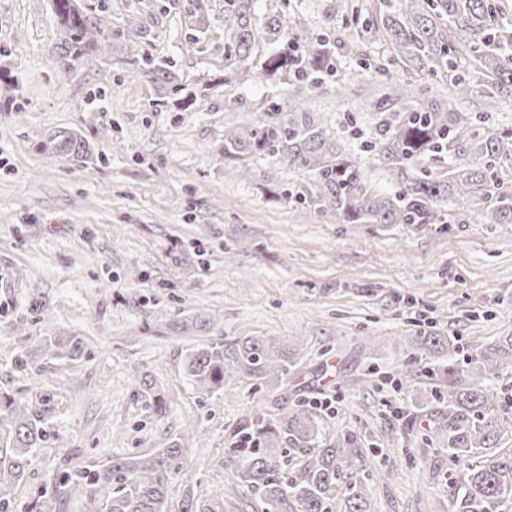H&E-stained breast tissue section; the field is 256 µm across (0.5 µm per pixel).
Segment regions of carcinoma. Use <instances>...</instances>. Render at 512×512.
I'll list each match as a JSON object with an SVG mask.
<instances>
[{
  "instance_id": "1",
  "label": "carcinoma",
  "mask_w": 512,
  "mask_h": 512,
  "mask_svg": "<svg viewBox=\"0 0 512 512\" xmlns=\"http://www.w3.org/2000/svg\"><path fill=\"white\" fill-rule=\"evenodd\" d=\"M202 0L183 5L195 30L205 34L208 15ZM224 16V84L279 85L292 77L318 88L336 72V49L316 32L288 31L284 11L289 0L255 20L256 0H221ZM64 32L63 52L69 67L98 50L103 21L81 0H51ZM355 22L370 38L387 46L384 62L361 59L375 80L398 83L365 95L363 110L375 131L371 148L391 176L396 191L382 194L350 153L343 137L328 131V122L305 111L298 101L282 112L277 106L254 113L243 126L224 129V165L245 171L248 158L283 159L303 179L279 189V197L337 224H445V202L465 203L478 214L483 206L496 224H512V193L499 190L496 167L512 157V130L479 128L461 102L477 93L487 109L512 104V3L509 0H371L363 14L352 7ZM137 75L168 99L179 95V75L165 60L135 52ZM448 84V95L427 99L436 79ZM44 145L53 152L77 156L82 140L73 131L50 133ZM215 320L198 314L174 317L168 329L208 332ZM85 348L83 338L58 336L41 349L49 359L72 360ZM459 346L448 336H421L413 355ZM298 352L264 336L232 340L215 338L187 351L184 371L197 389L221 390L234 382L280 387ZM512 370V336L454 360L432 373L446 388L439 398L448 411L433 422L428 439L448 454V512H502L512 502V448L492 450L506 414L497 395L486 389L488 376ZM45 404L0 395V512H9L14 489L32 464L34 451L48 435ZM319 422L299 402L277 417L256 414L239 433L236 450L244 453L224 483L220 500L189 503L184 512H372V484L389 472L367 467V455L355 436L330 448L312 447ZM301 454L284 476L278 451ZM176 441L148 456L117 458L96 472L65 477L72 494L86 495L88 510L97 512L95 489L112 485L108 512H167V488L182 468Z\"/></svg>"
}]
</instances>
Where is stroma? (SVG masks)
Returning a JSON list of instances; mask_svg holds the SVG:
<instances>
[{
    "mask_svg": "<svg viewBox=\"0 0 512 512\" xmlns=\"http://www.w3.org/2000/svg\"><path fill=\"white\" fill-rule=\"evenodd\" d=\"M98 7L106 52L77 67L59 57L63 35L50 0H0V394L50 398L51 436L15 489L14 512H84L60 488L62 471L152 454L173 440L183 472L168 488L169 512L224 489L236 433L255 414L279 415L298 399L319 418L318 447L354 432L391 476L373 489L375 512H448V455L426 439L439 355L411 359L424 332L455 337L461 354L512 336V224L477 220L449 203L447 224H330L272 198L298 178L282 161L249 159V175L224 164V129L253 111L287 107L296 87L224 86V18L213 5L203 50L190 39L179 0H84ZM137 17L143 50L171 61L192 98L186 111L156 101L134 73L124 37ZM290 30L309 28L336 45L386 58L362 36L342 0H291ZM370 87L347 54L335 77L306 91L311 111L348 136L373 185L392 191L368 116L340 84ZM241 99L224 109V94ZM86 143L84 156L45 153L54 130ZM211 317L224 336H266L299 349L287 384L255 391L231 384L205 393L186 377L194 334L171 336L177 312ZM46 336H80L83 355L31 373L14 359ZM420 371L415 394L397 379ZM151 380L162 406L141 394ZM332 408H324L326 397ZM396 430L387 440V430Z\"/></svg>",
    "mask_w": 512,
    "mask_h": 512,
    "instance_id": "obj_1",
    "label": "stroma"
}]
</instances>
